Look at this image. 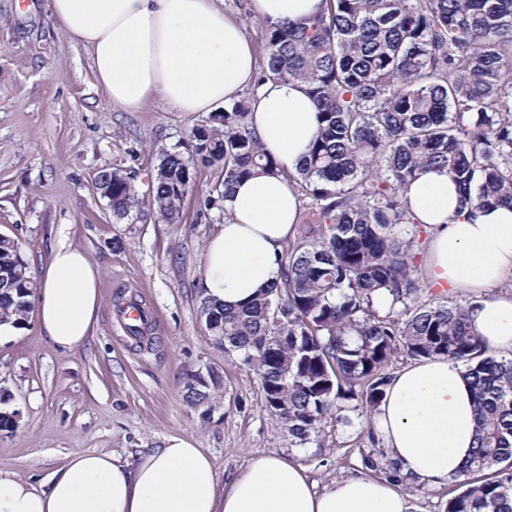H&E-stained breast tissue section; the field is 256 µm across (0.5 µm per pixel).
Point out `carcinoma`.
<instances>
[{"label":"carcinoma","mask_w":512,"mask_h":512,"mask_svg":"<svg viewBox=\"0 0 512 512\" xmlns=\"http://www.w3.org/2000/svg\"><path fill=\"white\" fill-rule=\"evenodd\" d=\"M255 87L196 124L185 151L159 153L141 173L112 170V219H183L201 166L225 200L261 170L288 179L306 207L280 256V281L236 308L208 298L224 344L252 367L288 447H325L324 427L364 419L359 455L370 473L412 488L387 457L372 415L403 356L465 366L477 447L444 512H512V358L471 326L476 303L430 292L425 240L402 189L424 167L448 171L476 209L512 206V0H325L298 24H263ZM298 81L317 108L303 164L282 169L248 122L256 87ZM215 199V200H217ZM209 200V203H215ZM29 265L20 240L0 239V315L26 317ZM379 293L391 297L376 306Z\"/></svg>","instance_id":"1"}]
</instances>
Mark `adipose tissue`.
<instances>
[{"mask_svg":"<svg viewBox=\"0 0 512 512\" xmlns=\"http://www.w3.org/2000/svg\"><path fill=\"white\" fill-rule=\"evenodd\" d=\"M64 33L83 44L109 104L139 110L158 97L180 112L206 114L257 76L242 25L213 0H50ZM323 0H251L255 17L297 23ZM249 123L267 154L295 171L317 131L302 83L258 86ZM427 241L424 272L447 295L479 294L472 325L488 346L512 356V208L462 205L447 173L430 169L404 191ZM229 214L204 252L205 295L238 305L280 278L279 256L296 231L298 199L281 175L234 183ZM40 324L55 345L81 347L99 309V276L81 251L62 246L38 274ZM386 454L427 487L459 476L477 445L471 385L461 364L443 357L394 373L373 415ZM0 512H410L403 485L357 476L316 490L304 467L279 453L253 457L219 481L213 462L182 437L126 464L105 453H78L49 486L0 475Z\"/></svg>","mask_w":512,"mask_h":512,"instance_id":"adipose-tissue-1","label":"adipose tissue"}]
</instances>
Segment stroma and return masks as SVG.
<instances>
[{"label": "stroma", "instance_id": "obj_1", "mask_svg": "<svg viewBox=\"0 0 512 512\" xmlns=\"http://www.w3.org/2000/svg\"><path fill=\"white\" fill-rule=\"evenodd\" d=\"M201 119L159 99L135 112L108 106L87 49L51 18L47 0H0V234L21 241L31 271L64 245L100 273L99 314L80 348L56 347L33 314L0 338V408L21 413L18 427L0 431V474L40 488L73 454L132 464L172 436L206 451L222 480L271 452L302 465L320 490L361 472L360 423L326 428L325 452L289 447L255 371L206 338L203 257L224 221L207 204L213 171L199 169L178 224L114 223L94 189L105 168L151 173L158 152L187 144ZM131 297L150 313L152 342L118 325L115 307ZM198 368L221 381L200 406L183 390Z\"/></svg>", "mask_w": 512, "mask_h": 512}]
</instances>
